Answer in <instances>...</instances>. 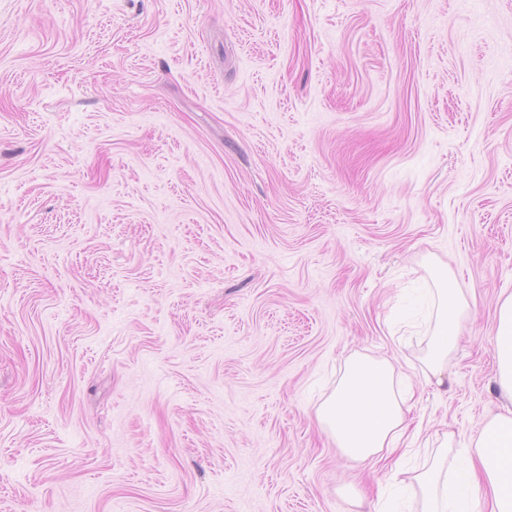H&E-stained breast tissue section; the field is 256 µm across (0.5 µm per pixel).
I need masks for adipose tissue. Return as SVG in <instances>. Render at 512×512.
I'll return each mask as SVG.
<instances>
[{
	"label": "adipose tissue",
	"instance_id": "1",
	"mask_svg": "<svg viewBox=\"0 0 512 512\" xmlns=\"http://www.w3.org/2000/svg\"><path fill=\"white\" fill-rule=\"evenodd\" d=\"M432 298L433 330L424 378L439 382L470 303L447 278ZM493 343L497 387L512 399V294L498 302ZM413 396L412 390L398 385L388 360L355 357L346 363L334 391L317 408L316 418L351 459L371 462L381 452L394 454L391 472L398 475L403 471L398 451L410 439L406 411ZM451 452L449 444H442L433 464L414 477L423 494L422 512H512V411L485 424L466 448L463 464L448 467Z\"/></svg>",
	"mask_w": 512,
	"mask_h": 512
}]
</instances>
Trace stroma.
Segmentation results:
<instances>
[{
	"label": "stroma",
	"instance_id": "obj_1",
	"mask_svg": "<svg viewBox=\"0 0 512 512\" xmlns=\"http://www.w3.org/2000/svg\"><path fill=\"white\" fill-rule=\"evenodd\" d=\"M511 293L512 0H0V512H419L316 409L387 357L467 447ZM451 275L446 273L440 284L431 292L433 298V330L424 360L426 383L435 379L443 383V373L448 358L454 352L461 319L469 315L470 302L458 288H452Z\"/></svg>",
	"mask_w": 512,
	"mask_h": 512
}]
</instances>
